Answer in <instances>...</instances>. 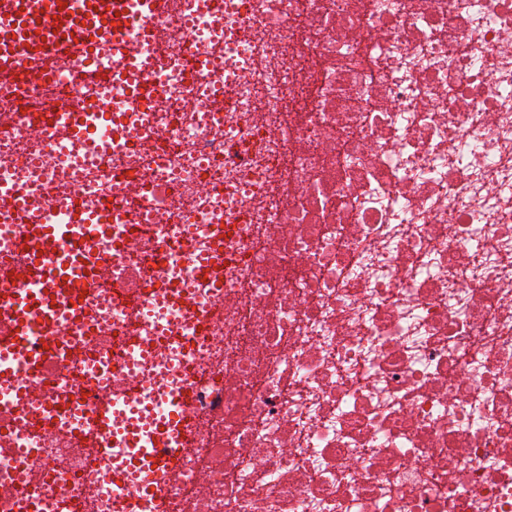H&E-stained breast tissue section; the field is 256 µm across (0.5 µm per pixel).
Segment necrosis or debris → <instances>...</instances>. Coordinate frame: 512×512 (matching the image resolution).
<instances>
[{
  "label": "necrosis or debris",
  "mask_w": 512,
  "mask_h": 512,
  "mask_svg": "<svg viewBox=\"0 0 512 512\" xmlns=\"http://www.w3.org/2000/svg\"><path fill=\"white\" fill-rule=\"evenodd\" d=\"M49 63L0 71V323L45 288L70 326L14 360L0 512H143L117 405L176 392L160 512H512V0H169ZM19 194L107 225L77 280L32 270Z\"/></svg>",
  "instance_id": "necrosis-or-debris-1"
}]
</instances>
